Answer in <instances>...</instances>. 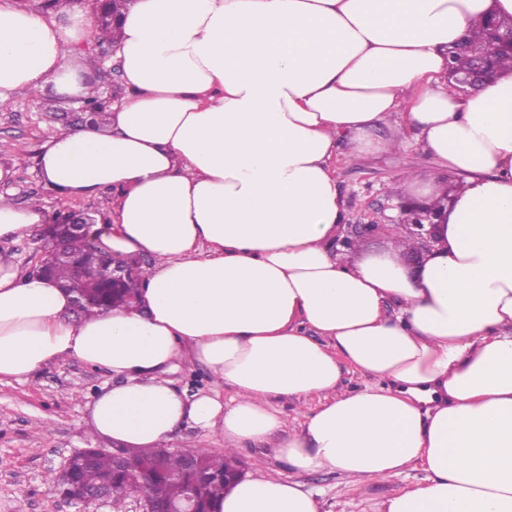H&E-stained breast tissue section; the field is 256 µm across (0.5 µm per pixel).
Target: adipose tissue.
Returning a JSON list of instances; mask_svg holds the SVG:
<instances>
[{"label":"adipose tissue","instance_id":"ef3b65f1","mask_svg":"<svg viewBox=\"0 0 512 512\" xmlns=\"http://www.w3.org/2000/svg\"><path fill=\"white\" fill-rule=\"evenodd\" d=\"M491 10L512 0H126L125 97L104 126L50 133L39 168L65 200L114 191L102 249L152 264L135 308L77 317L0 252V380L78 360L119 379L88 416L118 446L165 448L190 424L353 486L425 472L376 512H512V73L448 84L449 45ZM92 32L76 2L52 20L0 8V104L47 81L87 97ZM414 145L465 177L432 247L408 268L398 229L397 250L356 257L333 158ZM44 221L0 196V241ZM182 361L211 393L174 385ZM350 371L370 384L339 392ZM284 397L307 406L300 430ZM215 512L320 505L259 473Z\"/></svg>","mask_w":512,"mask_h":512}]
</instances>
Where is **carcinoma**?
Masks as SVG:
<instances>
[{"label": "carcinoma", "instance_id": "1", "mask_svg": "<svg viewBox=\"0 0 512 512\" xmlns=\"http://www.w3.org/2000/svg\"><path fill=\"white\" fill-rule=\"evenodd\" d=\"M92 111V122L101 123L105 117V101L93 92L84 99ZM68 248L83 257L86 264L96 269L102 262L101 250L95 249L83 237H71ZM138 278H129L120 288H97L98 300L83 310L90 315L94 309L130 306L136 295ZM141 466L148 471L145 490L155 502L165 504L181 499L189 487L202 489L199 501L200 512H210L216 501L224 495V471L232 462L231 455L217 454L207 448H196L189 452L168 448H132ZM81 483L87 487L106 486L109 502L121 512L122 505L133 491V485L124 476L115 473L112 454L103 452L78 470Z\"/></svg>", "mask_w": 512, "mask_h": 512}]
</instances>
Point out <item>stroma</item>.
<instances>
[{
	"label": "stroma",
	"instance_id": "stroma-1",
	"mask_svg": "<svg viewBox=\"0 0 512 512\" xmlns=\"http://www.w3.org/2000/svg\"><path fill=\"white\" fill-rule=\"evenodd\" d=\"M81 50L102 57L93 84L109 105L119 103L126 90L121 75L113 71L115 56H102V45L95 40L86 41ZM79 107L78 101L57 95L50 82L13 96L10 108L0 111V165H13L14 174L0 183V195L20 206L39 202L50 223L58 214L79 210L92 215L101 228L110 222L112 191L61 201L42 180L37 163L47 135L62 128L63 114ZM334 165L353 224L400 222L401 199L392 185L403 173L437 176L435 194L441 196L455 194L461 181L451 172L436 173L433 160L417 146L360 160L340 155ZM112 382L107 371L75 360L45 366L24 381L0 382V512H77L49 491L46 479L59 473L77 449L111 447L110 439L90 433L86 418L88 403ZM238 458L248 472L259 469L298 480L318 499L321 512H369L424 478L421 470L410 469L392 480L368 481L354 489L333 471L294 474L269 448L250 445Z\"/></svg>",
	"mask_w": 512,
	"mask_h": 512
}]
</instances>
